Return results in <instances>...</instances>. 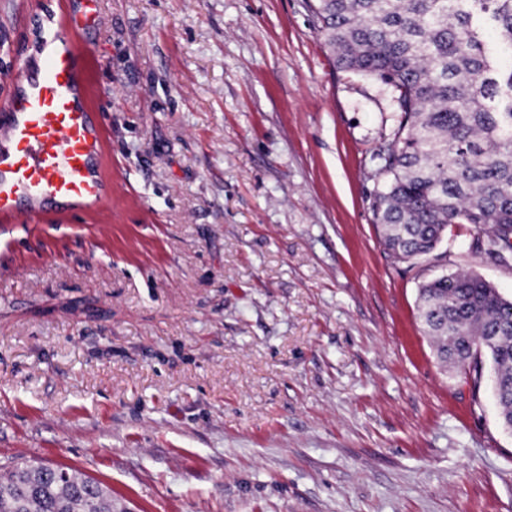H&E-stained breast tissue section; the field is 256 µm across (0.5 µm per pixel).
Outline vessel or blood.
<instances>
[{
	"instance_id": "b4317fda",
	"label": "vessel or blood",
	"mask_w": 512,
	"mask_h": 512,
	"mask_svg": "<svg viewBox=\"0 0 512 512\" xmlns=\"http://www.w3.org/2000/svg\"><path fill=\"white\" fill-rule=\"evenodd\" d=\"M74 0H38L34 42L0 105V226L91 219L112 206L107 121L92 97L90 48Z\"/></svg>"
}]
</instances>
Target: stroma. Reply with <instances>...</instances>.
Wrapping results in <instances>:
<instances>
[{
    "label": "stroma",
    "instance_id": "stroma-1",
    "mask_svg": "<svg viewBox=\"0 0 512 512\" xmlns=\"http://www.w3.org/2000/svg\"><path fill=\"white\" fill-rule=\"evenodd\" d=\"M311 2L82 0L114 199L0 245V474L75 468L112 512H512L490 375L443 369L416 306L512 269L470 224L383 249L396 92ZM35 9L0 0L1 67Z\"/></svg>",
    "mask_w": 512,
    "mask_h": 512
}]
</instances>
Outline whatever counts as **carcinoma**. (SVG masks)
<instances>
[{
	"label": "carcinoma",
	"instance_id": "carcinoma-1",
	"mask_svg": "<svg viewBox=\"0 0 512 512\" xmlns=\"http://www.w3.org/2000/svg\"><path fill=\"white\" fill-rule=\"evenodd\" d=\"M339 69L398 91V125L377 153L373 213L397 260L432 253L448 225L482 230L474 247L512 267V69L481 29L512 48V0H315ZM418 311L445 365L487 357L500 424L512 425V300L474 272L424 282ZM0 512H112V496L70 468L20 465L0 479Z\"/></svg>",
	"mask_w": 512,
	"mask_h": 512
}]
</instances>
